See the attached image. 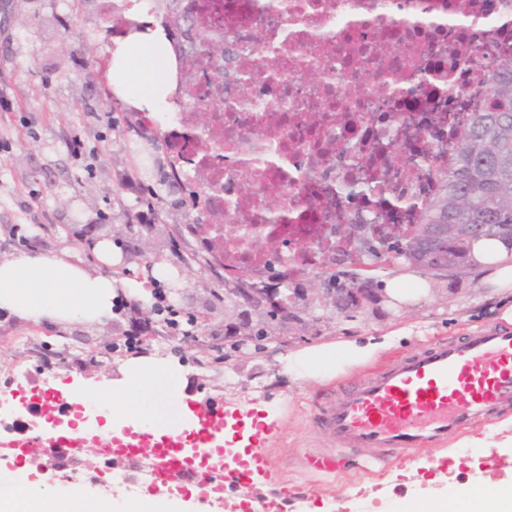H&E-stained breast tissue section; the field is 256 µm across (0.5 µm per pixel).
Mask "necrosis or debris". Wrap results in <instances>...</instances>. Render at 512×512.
I'll return each instance as SVG.
<instances>
[{"label":"necrosis or debris","mask_w":512,"mask_h":512,"mask_svg":"<svg viewBox=\"0 0 512 512\" xmlns=\"http://www.w3.org/2000/svg\"><path fill=\"white\" fill-rule=\"evenodd\" d=\"M209 38L260 58L246 81L201 77L197 105L222 104L214 150L192 138L193 112L160 122L179 181L205 191L211 218L194 227L212 260L235 279L261 282L334 264L352 244L339 227L355 216L408 228L411 216L345 197L375 181L379 194L434 191L415 164L407 123L455 141L485 99L494 57L512 53V0H186ZM282 241L271 256L248 249L254 232Z\"/></svg>","instance_id":"4bbe7bcc"}]
</instances>
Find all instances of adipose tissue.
Wrapping results in <instances>:
<instances>
[{"mask_svg":"<svg viewBox=\"0 0 512 512\" xmlns=\"http://www.w3.org/2000/svg\"><path fill=\"white\" fill-rule=\"evenodd\" d=\"M132 26L120 36L109 63L113 93L135 108L150 111L171 95L174 86L166 60L167 42L153 20L139 10L131 12ZM489 287L512 292V244L480 239L471 246ZM117 278L94 274L57 255L22 253L0 261V310L25 321L67 324L98 321L112 312ZM390 343L389 337H368L324 343L289 352L288 371L295 378L325 383L346 368L372 361ZM113 382L116 409L101 427V438L120 435L122 429L153 431L156 419L169 415L180 423L188 408L174 399L178 377L147 357L131 359ZM474 493L415 495L403 501L399 512H512V479L478 477ZM107 496L84 497L80 488L62 496L29 487L10 498H0V512H106Z\"/></svg>","mask_w":512,"mask_h":512,"instance_id":"adipose-tissue-1","label":"adipose tissue"}]
</instances>
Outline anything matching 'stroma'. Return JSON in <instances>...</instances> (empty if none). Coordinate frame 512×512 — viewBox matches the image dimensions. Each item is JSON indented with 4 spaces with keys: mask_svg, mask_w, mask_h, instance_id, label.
Wrapping results in <instances>:
<instances>
[{
    "mask_svg": "<svg viewBox=\"0 0 512 512\" xmlns=\"http://www.w3.org/2000/svg\"><path fill=\"white\" fill-rule=\"evenodd\" d=\"M129 0H0V260L39 248L65 251L83 266L160 288L182 315L204 317V325L170 329L150 309L146 296L141 321H134L127 294H119L111 318L95 324L45 326L0 310V437L19 430L35 433L42 413L33 400L42 390L58 392L64 403L82 405L81 417L103 426L106 382L119 378L134 353L182 367L184 401L195 411L223 406L234 436L257 418L254 406L279 407L282 418L249 447L271 462L263 480L232 486L218 501L183 496L181 512H265L281 501L283 512H398L401 501L446 484L475 490L478 474L500 479L512 474V447L495 458L465 445L468 436L497 425L496 440L512 438V410L467 425L443 449L376 454L366 448L343 460L332 473L303 467L308 452H327L331 440L311 420L334 382L316 384L288 375L282 362L291 350L347 336L393 335L374 361L346 370L345 379L379 370L426 343L499 324L501 295L488 288L476 268L438 275L408 264H379L378 284L415 272L428 295L398 307L370 305L355 317L325 321L304 315L287 344L255 342L246 352L231 343L224 326V271L213 264L185 227L206 222L207 212L183 205L187 188L169 186L168 149L161 132L134 125L131 109L112 94L108 64L114 39L125 31L117 14ZM109 239L121 255L116 267L102 264L90 248ZM143 335L131 350V334ZM439 460L433 472L405 476L413 462ZM130 469L99 455L87 443L67 472L46 458L24 464L0 454V498L40 482L56 493L80 486L88 496L106 484L122 485Z\"/></svg>",
    "mask_w": 512,
    "mask_h": 512,
    "instance_id": "1",
    "label": "stroma"
}]
</instances>
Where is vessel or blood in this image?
<instances>
[{"label": "vessel or blood", "mask_w": 512, "mask_h": 512, "mask_svg": "<svg viewBox=\"0 0 512 512\" xmlns=\"http://www.w3.org/2000/svg\"><path fill=\"white\" fill-rule=\"evenodd\" d=\"M512 408V328H483L460 339L441 341L400 358L337 392L322 409L318 427L336 446L333 455L311 456L310 469L336 470L341 460L362 448L387 452L445 446L450 434L472 421ZM224 429V413L197 414L192 438L199 443L185 452L183 437L129 434L111 438L106 452L138 469L144 448H151L154 481L198 484V462L209 465L208 486L224 488V464L214 460L209 444ZM73 426L56 425L48 434L9 440L19 455L48 450L65 453L82 447Z\"/></svg>", "instance_id": "1"}]
</instances>
